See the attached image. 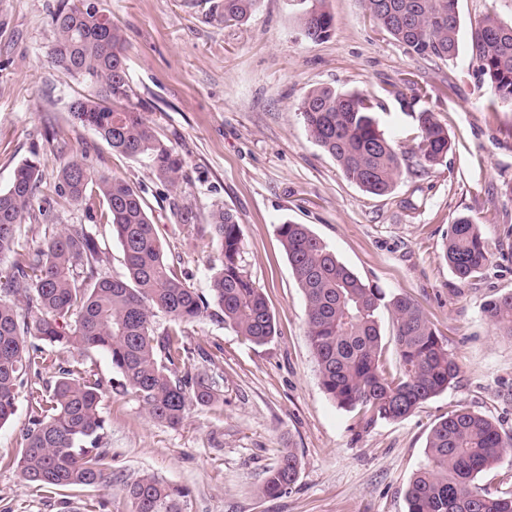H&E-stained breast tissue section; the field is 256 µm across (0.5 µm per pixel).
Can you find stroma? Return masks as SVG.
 Returning <instances> with one entry per match:
<instances>
[{
    "instance_id": "35a3bbf8",
    "label": "stroma",
    "mask_w": 512,
    "mask_h": 512,
    "mask_svg": "<svg viewBox=\"0 0 512 512\" xmlns=\"http://www.w3.org/2000/svg\"><path fill=\"white\" fill-rule=\"evenodd\" d=\"M63 0H0V190L23 160L42 162L44 192L60 164L86 156L95 170L139 186L173 272L207 291L212 274L210 213L238 218L243 256L263 288L275 334L247 341L220 319L185 325L198 372L213 377L222 402L195 406L184 424L151 421L100 353L86 363L104 383L112 482L103 489L36 493L10 459L29 419L28 390L0 426V512H129L127 484L150 474L185 487L187 512H407L405 493L424 461L432 427L465 406L512 438V338L498 335L485 301L512 292V106L493 104L471 33L486 13L512 22V0H457L456 59L413 56L382 33L362 0H326L328 37L302 33L290 0H259L243 22H223L218 0H104L126 47L132 101L183 159L177 185L146 163L112 149L72 122L68 106L82 85L52 66L51 19ZM356 91L407 157L392 191L365 193L307 135L299 104L308 89ZM447 129L452 149L423 169L409 149L421 112ZM191 210V223L177 215ZM480 224L490 263L459 280L443 258L449 224ZM304 224L338 260L386 297L414 300L459 373L448 390L409 417L366 424L323 391L312 353L306 303L277 235ZM91 224L104 272H125L123 252L84 207L55 206L50 221L25 219L23 249L36 247L46 223ZM299 463L286 493L262 484L284 451Z\"/></svg>"
}]
</instances>
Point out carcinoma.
I'll return each instance as SVG.
<instances>
[{
    "label": "carcinoma",
    "instance_id": "1",
    "mask_svg": "<svg viewBox=\"0 0 512 512\" xmlns=\"http://www.w3.org/2000/svg\"><path fill=\"white\" fill-rule=\"evenodd\" d=\"M90 2L72 0L52 20L49 61L87 89L71 102V119L93 129L112 150L147 162L158 179L173 186L182 159L131 102L124 38ZM362 2L376 25L407 53L458 56L456 0ZM257 5L258 0H220L218 17L244 21ZM298 22L305 37L317 42L329 35L333 17L325 0H304ZM472 40L494 100L512 105V23L488 14L477 23ZM371 112L373 105L362 94L331 87L308 90L299 106L308 136L347 179L367 193L383 195L401 173L403 152ZM450 149L448 131L431 113H421L419 166L441 164ZM53 194H42L38 160L20 164L10 187L0 191V264L10 261L0 286V425L15 413L18 388L40 378L47 346L81 356L106 355L123 391L139 399L148 418L168 427L181 426L191 406L218 402L216 382L193 373L182 325L215 315L252 343L274 336L265 294L246 269L236 216L222 207L211 213L210 244L218 265L205 295L171 271L137 187L99 174L81 156L60 168ZM94 197L102 203L101 223L122 247L124 276L103 274V252L83 224L55 226L34 251L20 250L18 228L36 199L44 203L38 212L45 216L60 200L81 206ZM277 234L305 298L321 387L338 407L362 410L368 424L398 421L448 389L458 367L412 299L385 300L304 224L285 222ZM443 256L460 279L480 273L489 253L479 225L458 217L448 227ZM383 307L391 314L399 356L395 375L381 360ZM483 312L500 334L512 337V293L489 300ZM160 313L171 325L159 333L154 318ZM55 369L50 395L30 390L31 423L13 464L37 492L100 488L110 478L102 381L78 361H60ZM511 446L512 439H504L487 417L465 407L449 411L429 434L424 463L406 493L407 512H512V493L492 494L475 485L477 476ZM297 475L298 460L288 451L268 471L262 493L281 495ZM127 494L130 512H186L188 492L152 475L128 485Z\"/></svg>",
    "mask_w": 512,
    "mask_h": 512
}]
</instances>
